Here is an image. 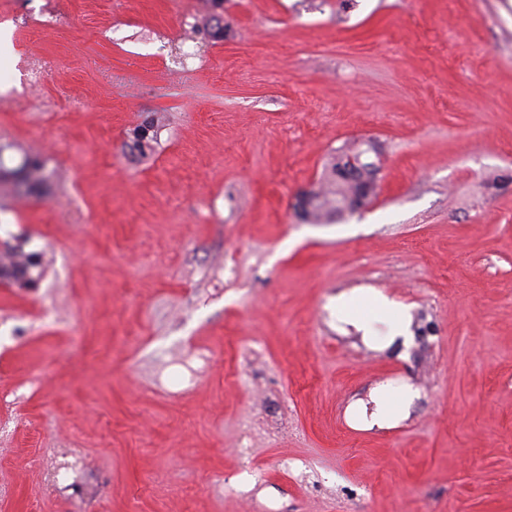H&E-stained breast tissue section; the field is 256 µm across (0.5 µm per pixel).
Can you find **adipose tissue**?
I'll return each instance as SVG.
<instances>
[{"mask_svg":"<svg viewBox=\"0 0 512 512\" xmlns=\"http://www.w3.org/2000/svg\"><path fill=\"white\" fill-rule=\"evenodd\" d=\"M336 319L352 327L363 341L373 347L391 345L411 336V307L378 288H361L337 293L334 298ZM419 390L406 380L378 384L367 402L354 407L351 418L365 430L385 429L404 420Z\"/></svg>","mask_w":512,"mask_h":512,"instance_id":"adipose-tissue-1","label":"adipose tissue"}]
</instances>
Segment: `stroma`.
Instances as JSON below:
<instances>
[{
    "label": "stroma",
    "instance_id": "stroma-1",
    "mask_svg": "<svg viewBox=\"0 0 512 512\" xmlns=\"http://www.w3.org/2000/svg\"><path fill=\"white\" fill-rule=\"evenodd\" d=\"M194 8L0 0V145L53 173L0 186V252L40 262L0 285V512H69L50 448L87 452L89 512H512V0H224L193 42ZM355 139L377 199L300 219ZM370 287L411 305L408 344L330 312ZM394 378L409 417L355 427ZM161 127L160 119L155 116L137 124L128 132L130 147L137 151L140 157H147L153 151L154 143L158 141Z\"/></svg>",
    "mask_w": 512,
    "mask_h": 512
}]
</instances>
